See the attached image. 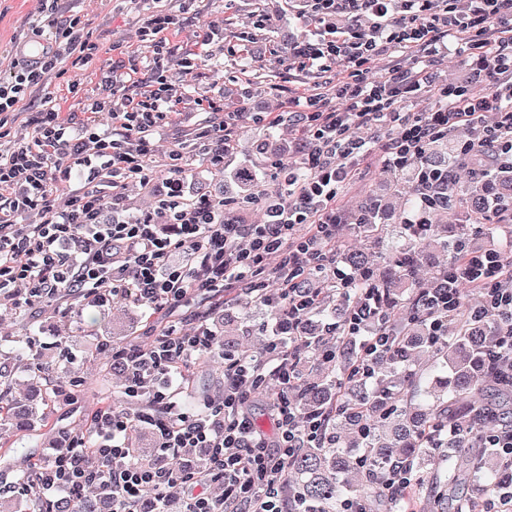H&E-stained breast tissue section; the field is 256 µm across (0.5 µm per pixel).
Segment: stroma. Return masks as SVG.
I'll use <instances>...</instances> for the list:
<instances>
[{
	"label": "stroma",
	"mask_w": 512,
	"mask_h": 512,
	"mask_svg": "<svg viewBox=\"0 0 512 512\" xmlns=\"http://www.w3.org/2000/svg\"><path fill=\"white\" fill-rule=\"evenodd\" d=\"M60 15H80L83 35L97 43L101 53L92 63L73 70L63 63L36 89V96L50 95L63 117L82 124L86 100L103 91L105 72L138 68L140 77H148L152 66L147 47L139 39V29L149 11L161 8L176 18L167 33L171 53L164 67L177 88L176 114L159 132L157 151L147 164L154 172L148 186L127 184L122 191L118 213L128 217L150 209L155 198L168 191L164 174L169 152L187 151L202 146L205 127L220 122L232 112L285 111L289 99L299 92L330 94L337 77L345 75L344 62L332 64L329 71H308L291 65L288 51L295 40L310 38L320 31L315 20L297 18L288 0H198L194 11L183 12L182 0H59ZM41 0H0V70L14 65L13 44L30 36L29 22L41 10ZM262 9L269 19L265 31L257 33L249 46H241L238 34L250 27L255 9ZM213 21L224 27L223 46L205 51L199 36ZM192 56L196 65L191 73H183L180 61ZM79 73L80 86L71 89L72 73ZM219 99L220 113L198 110L196 100ZM235 148L224 157L226 169H234L248 159H261V172H268L275 159L272 153H259L263 134L248 122H239L232 129ZM392 189L383 169L380 149H372L367 159L344 187L339 205L345 213H357L361 203L371 194H391ZM232 313L246 321L249 332L241 336L242 346L262 350L267 335V316L258 314L252 295L234 291ZM128 302L113 301L106 312L82 306L68 309L66 301L45 300L19 309L0 306V362L13 368L10 398H23L28 378L23 363L50 361L54 341L65 340L75 355L73 370L83 380V390L69 405H47L43 423L29 435L15 429H0V455L13 458L14 466L0 470V477L14 480L22 466L23 453L32 460L46 461L53 449L63 446L65 433L84 430L90 414L103 405L115 411L132 414L139 406L127 402L110 370V359L96 349L101 337L111 334L124 337L126 344L138 343L144 322H130ZM223 309H216L211 324L216 333H223ZM186 373L189 387L197 396L220 400L224 393V367L219 362L200 360L189 364Z\"/></svg>",
	"instance_id": "obj_1"
}]
</instances>
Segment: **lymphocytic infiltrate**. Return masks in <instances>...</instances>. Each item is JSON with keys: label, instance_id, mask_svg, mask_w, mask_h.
Segmentation results:
<instances>
[{"label": "lymphocytic infiltrate", "instance_id": "obj_1", "mask_svg": "<svg viewBox=\"0 0 512 512\" xmlns=\"http://www.w3.org/2000/svg\"><path fill=\"white\" fill-rule=\"evenodd\" d=\"M46 11L47 18L34 19L33 28L49 32L54 49L37 66L17 64L0 74V114L21 111L33 88L68 59L87 63L98 54L97 46L80 39V16L57 18L53 2ZM298 13L319 20L324 29L294 42L290 61L325 71L340 59L350 72L337 78L329 96L293 98V117L303 130L298 164L306 175L289 180L282 198L260 193L261 223L227 224L212 200L185 198L183 170L173 158L165 168L170 190L151 211L103 219L126 182L150 183L153 173L145 161L155 151L156 132L171 119L174 86L163 62L175 18L163 10L152 11L141 28L153 61L144 92L131 93L124 73L110 72L108 94L86 101L88 120L78 130L51 98H43L31 135L0 151V302L30 306L64 291L100 309L119 297L168 317L148 344L112 353L130 369L126 394L140 402V410L130 416L99 408L88 433L69 437L50 464L35 466L32 482L10 484V491L47 499L64 492L75 499L102 488L110 492L114 512H137L145 493L163 502L180 486V512H288L278 488L286 464L304 440L328 428L324 415L301 417L289 398L301 364V323L313 308L295 277L305 269L345 285L354 280L352 271L336 263V240L343 222L340 192L368 151L360 129L394 128L383 150L386 163L401 169L418 160L430 141L462 126L470 133L469 147L490 149L501 140L512 145V114L501 109L502 103L512 104V0H298ZM456 44L489 77L485 94L475 95L467 80L435 83L417 63L372 70L391 49L441 58ZM423 92L434 94L437 107L400 111L403 99ZM492 110L498 119L486 122ZM114 126L121 139L113 138ZM64 185L70 193L60 203L54 190ZM33 212L39 223H26ZM162 218L175 225L174 233L158 231ZM464 264L467 284L452 273L447 288L424 294L433 332H440L441 311L458 304L465 287L479 295L473 316L491 312L512 321V254L491 247L467 256ZM228 288L246 290L287 318L268 325L264 352L225 363L220 400L182 411L179 374L191 360L222 348L208 313L190 299L202 296L218 305ZM375 316L366 299L347 324L364 355L356 370L364 381L374 375L376 356L389 348V335L377 332ZM188 320L196 325L190 334L180 330ZM261 378L280 389L271 439L247 408ZM134 424L155 435L154 461H130L127 434ZM485 441L501 456L505 474L484 499L482 512H512V425ZM197 448L209 456L202 471L182 463ZM214 483L221 485L220 495L208 492Z\"/></svg>", "mask_w": 512, "mask_h": 512}]
</instances>
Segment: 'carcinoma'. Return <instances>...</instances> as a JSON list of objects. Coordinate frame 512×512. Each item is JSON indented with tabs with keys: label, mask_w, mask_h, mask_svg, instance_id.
<instances>
[{
	"label": "carcinoma",
	"mask_w": 512,
	"mask_h": 512,
	"mask_svg": "<svg viewBox=\"0 0 512 512\" xmlns=\"http://www.w3.org/2000/svg\"><path fill=\"white\" fill-rule=\"evenodd\" d=\"M466 166L470 179L461 182L456 170ZM257 163H243L230 174L215 164L210 169L224 176L230 195L244 204L258 190ZM432 175L430 183L417 180L414 170ZM392 186L404 204L415 206L420 195L431 196L430 223L410 226L400 219L387 223V203L369 196L358 214L351 217L361 236L382 245L377 254L338 253L341 264L357 275L351 297L371 290L381 320L402 319L390 349L373 364L376 387L346 377V367L356 360L358 347L346 337L336 358L326 362L322 321L330 317L345 323L346 299L338 296L327 305L322 298L307 317L306 362L320 371L309 382L302 380L294 404L303 414L329 417L328 439L306 443L287 467L282 484L297 486V507L303 512H337L347 498L364 503L369 512L403 509L419 512L425 481L446 465L444 482L456 493L471 488L489 493L503 477L502 459L483 447L482 433L512 414V378L498 372L492 344L508 324L494 317L478 320L464 303L443 316L454 334L433 336L423 312L422 289L448 287V267L459 264L462 253L473 250L461 224H445L448 209L459 212L467 224H497L506 214L512 220V162L482 159V153L443 136L431 142L413 167L389 170ZM430 266L428 277L416 273ZM432 359L425 383L411 380L420 355ZM48 366L33 364L25 372L31 380L32 399L24 404L0 405V424L29 427L41 417L40 405L54 399V391L80 392L82 380L69 367L68 352L60 350L55 362L56 384L47 387L43 375ZM448 449L446 457L440 449ZM364 464V479L351 490L342 481L350 470ZM411 476L407 504L391 503L380 480L391 472ZM52 512H113L112 496L94 491L78 500L57 499Z\"/></svg>",
	"instance_id": "carcinoma-1"
}]
</instances>
